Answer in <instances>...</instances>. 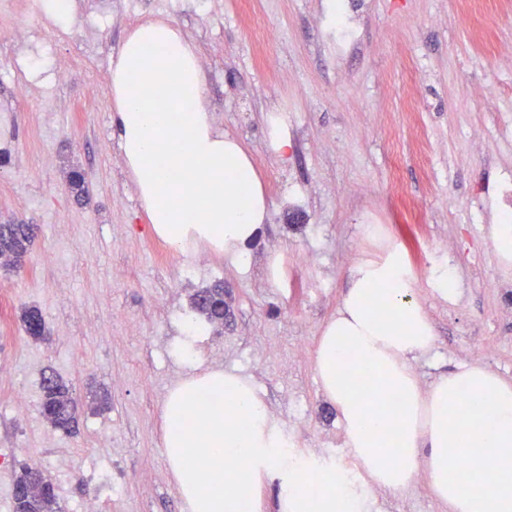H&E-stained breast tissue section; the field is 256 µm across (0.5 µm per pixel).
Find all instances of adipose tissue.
<instances>
[{"mask_svg":"<svg viewBox=\"0 0 512 512\" xmlns=\"http://www.w3.org/2000/svg\"><path fill=\"white\" fill-rule=\"evenodd\" d=\"M120 145L150 232L180 253L206 245L239 268L268 214L246 147L215 130L204 104L197 47L168 19H148L125 38L112 69ZM374 250L358 256L349 288L314 353L316 379L335 405L350 450L341 464L297 451L252 383L231 370L188 375L165 399L163 448L189 512H262L265 478H279V512H372L377 490L401 492L426 475L448 512H512V381L479 365L422 388L414 360L435 343L401 248L376 226ZM370 367L360 390L347 362ZM477 395L470 408L463 396ZM396 440L400 459L388 456ZM476 475L464 481L449 449Z\"/></svg>","mask_w":512,"mask_h":512,"instance_id":"ef3b65f1","label":"adipose tissue"}]
</instances>
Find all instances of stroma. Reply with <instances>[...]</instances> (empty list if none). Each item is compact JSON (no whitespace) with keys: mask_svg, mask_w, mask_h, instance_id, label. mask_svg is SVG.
<instances>
[{"mask_svg":"<svg viewBox=\"0 0 512 512\" xmlns=\"http://www.w3.org/2000/svg\"><path fill=\"white\" fill-rule=\"evenodd\" d=\"M155 17L197 46L205 104L264 183L268 216L246 268L203 245L175 252L150 233L130 184L112 65L132 28ZM346 21L358 38L340 57ZM276 130L288 154L273 149ZM502 179L512 180V0H76L58 21L41 0H0V224L37 227L22 267L0 270V512H12L15 470L33 462L63 512L92 497L100 512H187L160 408L186 372L174 349L191 297L217 281L229 315L197 341L199 363L250 379L298 450L344 438L313 359L369 248L370 215L418 274L435 328L414 362L421 384L463 365L512 380V265L494 250L487 191ZM307 252L315 266L300 265ZM437 265L459 281L455 299L429 287ZM31 306L48 327L37 341L22 329ZM46 370L73 389L75 434L40 414ZM294 399L309 409L305 424ZM320 450L346 458L340 446ZM376 498L379 512H447L422 478Z\"/></svg>","mask_w":512,"mask_h":512,"instance_id":"35a3bbf8","label":"stroma"}]
</instances>
